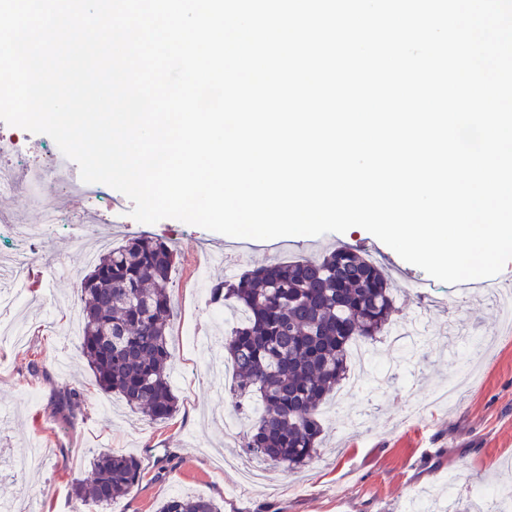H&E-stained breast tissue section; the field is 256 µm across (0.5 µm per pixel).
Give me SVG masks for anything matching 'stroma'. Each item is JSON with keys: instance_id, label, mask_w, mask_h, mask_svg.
<instances>
[{"instance_id": "obj_1", "label": "stroma", "mask_w": 512, "mask_h": 512, "mask_svg": "<svg viewBox=\"0 0 512 512\" xmlns=\"http://www.w3.org/2000/svg\"><path fill=\"white\" fill-rule=\"evenodd\" d=\"M63 205L74 223L25 245L32 258L27 305L14 314L24 340L17 346L0 343V407L8 409L0 419V502L70 512L71 483L86 476L97 448L133 455L142 467L139 485L110 512H158L170 494L180 492L212 499L222 512H406L414 496L443 488L451 476L461 490L456 506L465 512L472 500L468 486H512V331L500 305L473 289L435 280L366 231L289 237L274 255L267 241L232 239L175 219L138 222L130 215L133 202L121 198L113 213L97 216L112 224L110 245L146 234L180 254L169 288L174 304L169 343L180 373L171 386L179 410L156 424L97 389L79 357L68 313L50 303L54 296L78 299L79 282L89 270L73 245L77 220L89 204L71 197ZM227 243L239 250L231 271L237 275L275 256L315 258L330 246L349 245L381 264L399 318L421 325V336L392 376L347 403L339 421L327 427L318 456L289 477L245 453L238 437L212 420V413L230 412L235 399L229 390L213 388L203 352L182 348L186 332L213 335L223 326L209 288L228 271L202 270L200 259L204 250ZM48 261L61 263L64 273L43 278L41 267ZM466 338L490 344L474 361L472 383L452 404L413 413V406L459 371L457 353ZM64 386L83 388L85 394L84 416L72 424L52 408ZM36 446L46 450L44 464L10 472L11 460Z\"/></svg>"}]
</instances>
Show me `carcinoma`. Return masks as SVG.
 I'll list each match as a JSON object with an SVG mask.
<instances>
[{
    "label": "carcinoma",
    "mask_w": 512,
    "mask_h": 512,
    "mask_svg": "<svg viewBox=\"0 0 512 512\" xmlns=\"http://www.w3.org/2000/svg\"><path fill=\"white\" fill-rule=\"evenodd\" d=\"M175 264L167 242L135 236L99 254L80 281L79 349L95 385L154 423L172 419L178 408L168 340ZM210 302L240 314L223 344L235 411L250 415L243 447L284 473L308 465L324 432L323 406L349 371V345L374 340L393 323L395 300L382 266L337 246L315 259L273 260L216 281ZM82 401L78 389L65 386L53 406L69 422ZM90 468L71 496L98 509L110 508L142 478L137 458L110 449L96 452ZM159 512L221 508L176 495Z\"/></svg>",
    "instance_id": "cac0c4a2"
}]
</instances>
